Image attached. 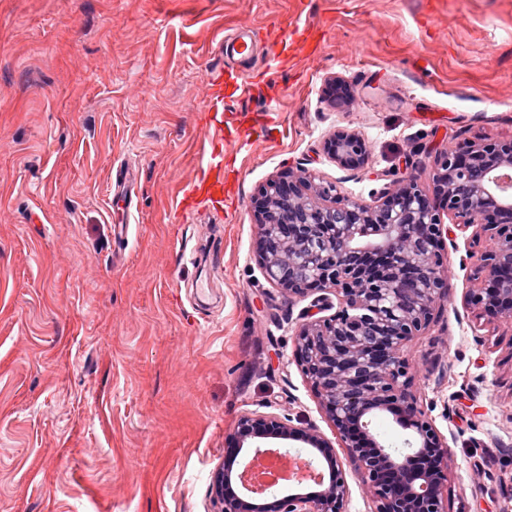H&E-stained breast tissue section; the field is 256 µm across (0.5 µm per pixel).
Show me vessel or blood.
Returning a JSON list of instances; mask_svg holds the SVG:
<instances>
[{
	"instance_id": "obj_1",
	"label": "vessel or blood",
	"mask_w": 512,
	"mask_h": 512,
	"mask_svg": "<svg viewBox=\"0 0 512 512\" xmlns=\"http://www.w3.org/2000/svg\"><path fill=\"white\" fill-rule=\"evenodd\" d=\"M207 110L204 115L209 144V159L200 165L193 181L184 191L185 200L207 202L220 207L224 204V130L233 126V115L224 111V73L216 70L208 74Z\"/></svg>"
}]
</instances>
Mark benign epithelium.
<instances>
[{
    "mask_svg": "<svg viewBox=\"0 0 512 512\" xmlns=\"http://www.w3.org/2000/svg\"><path fill=\"white\" fill-rule=\"evenodd\" d=\"M324 152L350 171L369 154L349 129L334 131ZM432 181L429 192L406 173L365 202L300 169L269 180L251 199L264 278L285 297H312L295 330L294 359L335 439L289 415H242L230 440L246 463L215 477L224 512H344L351 490L339 448L373 512H448V437L418 403L407 348L448 295L447 240L456 230L495 229L480 257L485 277L465 302L489 321L512 320V139L444 150ZM381 413L414 432L411 452L385 450L370 428ZM269 439L302 443L307 457L299 461L318 479L270 502H248L257 490L245 475L270 455Z\"/></svg>",
    "mask_w": 512,
    "mask_h": 512,
    "instance_id": "benign-epithelium-1",
    "label": "benign epithelium"
}]
</instances>
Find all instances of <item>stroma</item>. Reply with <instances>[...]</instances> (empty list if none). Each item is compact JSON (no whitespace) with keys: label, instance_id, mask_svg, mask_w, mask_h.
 Returning a JSON list of instances; mask_svg holds the SVG:
<instances>
[{"label":"stroma","instance_id":"obj_1","mask_svg":"<svg viewBox=\"0 0 512 512\" xmlns=\"http://www.w3.org/2000/svg\"><path fill=\"white\" fill-rule=\"evenodd\" d=\"M252 32L251 54L225 56ZM232 66L223 208L182 210ZM353 101L324 99L330 78ZM363 169L325 155L336 129ZM512 139V0H0V512H222L251 411L329 425L294 358L309 301L256 263L250 206L307 169L343 194ZM491 245L459 233L448 296L407 349L451 449L448 512H512V321L465 306ZM324 152L342 169L355 171L367 163L368 146L365 139L349 129H338L324 143Z\"/></svg>","mask_w":512,"mask_h":512}]
</instances>
